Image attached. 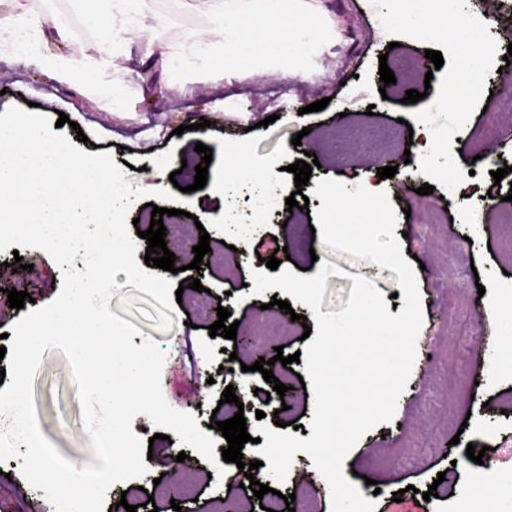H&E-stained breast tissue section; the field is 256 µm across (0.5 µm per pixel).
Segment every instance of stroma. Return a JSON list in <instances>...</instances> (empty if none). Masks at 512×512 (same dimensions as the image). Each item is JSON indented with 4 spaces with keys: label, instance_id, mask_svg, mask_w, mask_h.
Returning a JSON list of instances; mask_svg holds the SVG:
<instances>
[{
    "label": "stroma",
    "instance_id": "1",
    "mask_svg": "<svg viewBox=\"0 0 512 512\" xmlns=\"http://www.w3.org/2000/svg\"><path fill=\"white\" fill-rule=\"evenodd\" d=\"M155 7L169 23L171 34L186 31L206 34L210 22L198 12L194 0H156ZM325 17L332 25L330 40L306 54L300 69L242 74L224 80L222 56L205 66L193 67L171 59L166 68H147L141 37L132 33L124 48L132 69L121 86V95L111 108H103L95 90L80 84L57 83L30 59L13 56L0 60V113L11 106L34 102L39 114L70 118L61 131L70 142L86 135L82 150L111 154L135 188L146 187L155 171L175 173L180 186L193 184L199 156L196 143L212 150L204 188L186 192L181 215L163 219L165 242L176 256L179 271L169 274L175 284H184L182 304L175 310L162 308L150 295L127 285L125 273L115 277L119 285L109 300V309L139 330L134 345L145 339L158 342L167 359L161 374V389L176 410L193 413L199 429L213 439L221 434L210 420H226L218 402L226 387L249 394L243 416L248 427L280 419L309 430L314 394L300 386L304 363L275 364V377L290 391L287 399L273 394L253 365L263 346L282 347L284 355L306 349L301 336L305 327H316L311 309L292 302V314L270 307L271 299L286 300L284 292L253 294L252 271H265L264 260L276 256L281 268L294 274L315 276L321 262L338 267L328 276L321 304L325 313L345 308L353 283L360 275L372 281L384 297L404 300L398 292L397 275L375 263L332 250L322 238L313 237L308 216L322 201L313 193L314 181L333 178L348 187L375 185L386 190L397 210V229L402 249L421 260L414 275L421 297L423 323L416 360L390 422L367 432L346 457L355 471L350 481L361 494L372 497L375 512H453L471 490V475L479 469L512 477V374L500 366L508 350L498 326L489 321V307L512 301L500 286L512 274V232L501 217L512 209L507 194L512 180L494 181L484 176L475 187L472 203H444L448 188L438 174L424 173L416 163H403L409 134L428 127L437 144L438 156L447 157L457 175L473 170L474 156L490 158L496 167H512V112L499 108L502 98L512 95V66L495 74L491 97L472 99L467 107L468 125L460 130L451 124L453 110L443 99L447 72L456 71L457 56L447 43H425L389 22L386 0H325ZM441 52L444 63L434 69L426 50ZM387 63L396 82L382 86L380 63ZM423 92L422 100L404 103L407 90ZM327 99L318 112L309 104ZM375 115H367V107ZM209 127L199 128L200 119ZM187 132L175 135L179 125ZM300 145H292L294 135ZM249 142L255 163H276L278 190L289 197L294 190L287 165L316 154L319 168L312 183L302 189L308 196L307 211L293 210L261 217L250 235L226 224L224 211L236 209L247 215L252 204L243 188L227 189L224 171L233 158L234 146ZM401 163L393 178L377 176L389 158ZM415 189H408V182ZM432 185L433 194L418 195V187ZM210 235L207 264L198 274L186 266L200 231ZM33 260L32 270H12L15 257ZM203 289H189L191 277ZM61 270L52 257L38 248H23L18 254L0 255V334L11 333L14 324L34 307L52 302L61 290ZM31 294L22 309L10 308L6 289ZM225 307L238 320L237 334L250 338V349L238 350L233 340L210 337L208 327ZM236 358H229V351ZM33 397L43 436L76 467L95 463L91 437L78 400L77 386L64 354L46 350L33 381ZM264 420H257V412ZM141 440L153 443V458L145 473L135 478L136 493L123 495L114 485L106 493L104 507L113 512L117 502L127 500L137 512H212L218 502L241 504L244 512H262L252 490L234 485L239 470L226 463L223 473L180 440L157 439L156 428L143 414L132 422ZM490 446L489 462L471 461L467 446ZM186 453L176 479L166 475L172 454ZM22 461L0 462V506L6 512H33L40 492L22 477ZM193 487L192 497L183 494V483ZM437 495L424 499L429 485ZM282 494H304L315 512H331L330 489L311 457L296 453L285 481L276 483ZM401 502H393L394 492ZM154 507H147V500Z\"/></svg>",
    "mask_w": 512,
    "mask_h": 512
}]
</instances>
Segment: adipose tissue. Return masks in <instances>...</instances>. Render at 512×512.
Masks as SVG:
<instances>
[{
    "mask_svg": "<svg viewBox=\"0 0 512 512\" xmlns=\"http://www.w3.org/2000/svg\"><path fill=\"white\" fill-rule=\"evenodd\" d=\"M85 18L102 30L95 54L53 53L46 49L47 34L60 42L71 39L70 29L50 13L32 10L27 0H7L0 9V57L14 55L22 25L35 30L36 45L30 59L60 83L77 82L97 89L104 106L112 104V88L131 69L120 46L132 31L148 28L143 45L149 57H177L192 63L214 55L224 58V77L240 72L260 73L299 61L311 42L327 40L331 27L320 20L313 0H195L196 9L211 23L210 39L191 32L170 37L166 18L154 0H77ZM394 23L416 36L436 38L466 46L458 71L467 83L448 89L450 106L463 109L466 87L476 84L485 60L483 40L477 27L450 8L447 0H389Z\"/></svg>",
    "mask_w": 512,
    "mask_h": 512,
    "instance_id": "adipose-tissue-1",
    "label": "adipose tissue"
}]
</instances>
